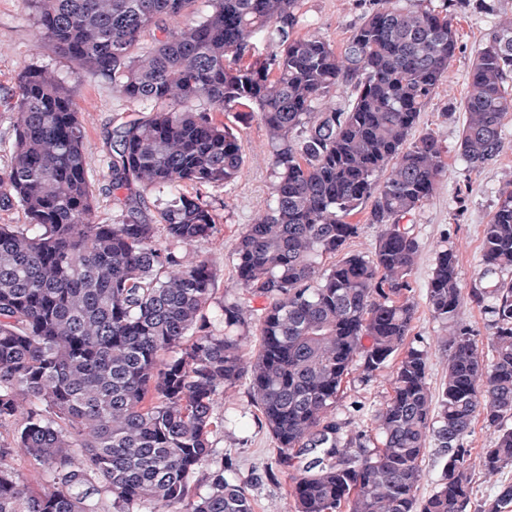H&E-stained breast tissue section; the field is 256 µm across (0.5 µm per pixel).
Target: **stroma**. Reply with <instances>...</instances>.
Listing matches in <instances>:
<instances>
[{"instance_id": "stroma-1", "label": "stroma", "mask_w": 512, "mask_h": 512, "mask_svg": "<svg viewBox=\"0 0 512 512\" xmlns=\"http://www.w3.org/2000/svg\"><path fill=\"white\" fill-rule=\"evenodd\" d=\"M491 12L470 6L459 10L454 26L458 49L449 64L448 79L435 90L420 115L416 133H433L445 150L447 172L433 196L409 218L420 244L410 278L416 303L408 337L410 345L427 350L428 382L440 392L448 367V354L440 346L443 331L426 306V288L439 246L454 249L459 259V278L464 291L484 287L482 277V227L493 210L500 188L512 182V116L503 122L499 156L480 172H468L458 156L464 124L460 102L467 91L477 50L499 23L512 17V0H494ZM365 9V0H301L299 34L325 37L343 47ZM37 29L25 0H0V168L10 157L15 139L16 114L12 104L18 93V76L25 69L53 72L73 91L80 119L86 130L85 149L90 176L98 198L97 223L112 221L111 177L107 167L113 129L138 111L137 103L116 92L108 79L77 77L73 64L47 44L38 42ZM242 139L243 174L225 186H207L218 216L217 231L195 243V254L209 260L217 272L216 300L234 296L241 288L232 265V253L245 224L264 211L270 202L272 166L268 139L259 116L229 119ZM395 363L368 382L348 378L336 404V415L348 435H375L376 415L392 393ZM223 411L230 423L214 438L216 452L230 456L233 476L245 485L254 512H295L290 491L297 473L271 469L275 443L258 420L247 381H240L224 394Z\"/></svg>"}]
</instances>
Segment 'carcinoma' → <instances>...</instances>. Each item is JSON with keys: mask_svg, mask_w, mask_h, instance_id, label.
Instances as JSON below:
<instances>
[{"mask_svg": "<svg viewBox=\"0 0 512 512\" xmlns=\"http://www.w3.org/2000/svg\"><path fill=\"white\" fill-rule=\"evenodd\" d=\"M206 2L195 22L144 45L197 0H26L38 41L142 109L113 129L112 223L99 224L70 89L43 69L19 75L0 210L17 204L28 223L0 224V425L15 424L13 445L42 484L0 467V512H253L212 441L226 422L219 399L244 377L276 464L299 471L296 512H468L463 440L477 419L497 433L482 470L512 466V280L500 277L512 270V189L498 192L482 230L486 286L469 292L490 316L488 362L459 319L457 255L436 252L426 300L448 351L436 396L428 351L406 346L420 245L403 219L447 170L432 133L410 136L457 49L448 0H369L340 50L295 35L299 0ZM258 41L265 56L244 63ZM511 77L510 20L477 51L461 102L458 153L471 172L501 151ZM333 88L351 89L348 105L329 97ZM241 107L267 130L275 183L232 253L242 295L209 316L216 274L182 248L212 236L216 214L182 185L241 176L240 137L217 119ZM366 208L381 226L375 251L324 267ZM253 298L265 301L257 313ZM255 330L260 348L247 365L241 344ZM398 353L370 448L367 435H345L338 395L349 375L368 382ZM430 437L448 459L421 502ZM481 512H512V484Z\"/></svg>", "mask_w": 512, "mask_h": 512, "instance_id": "obj_1", "label": "carcinoma"}]
</instances>
